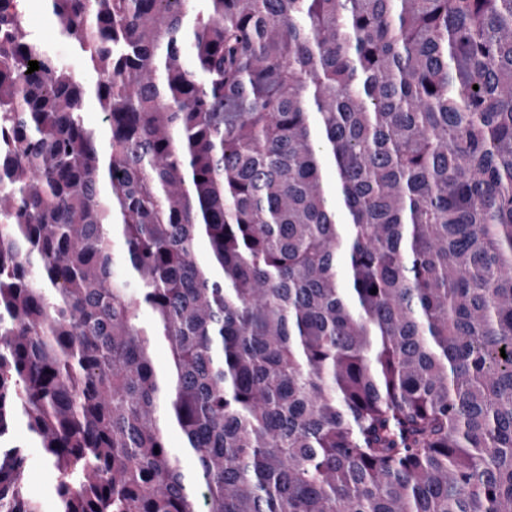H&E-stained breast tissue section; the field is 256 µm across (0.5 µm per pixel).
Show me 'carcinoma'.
<instances>
[{"instance_id":"1","label":"carcinoma","mask_w":512,"mask_h":512,"mask_svg":"<svg viewBox=\"0 0 512 512\" xmlns=\"http://www.w3.org/2000/svg\"><path fill=\"white\" fill-rule=\"evenodd\" d=\"M42 2L91 80L0 10V512L20 426L58 512H512V0Z\"/></svg>"}]
</instances>
